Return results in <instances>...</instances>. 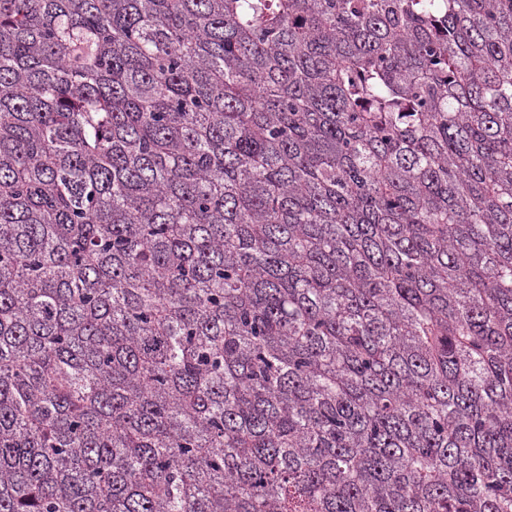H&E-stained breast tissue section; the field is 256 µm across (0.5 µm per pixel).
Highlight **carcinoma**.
Segmentation results:
<instances>
[{"label": "carcinoma", "instance_id": "carcinoma-1", "mask_svg": "<svg viewBox=\"0 0 512 512\" xmlns=\"http://www.w3.org/2000/svg\"><path fill=\"white\" fill-rule=\"evenodd\" d=\"M0 512H512V0H0Z\"/></svg>", "mask_w": 512, "mask_h": 512}]
</instances>
